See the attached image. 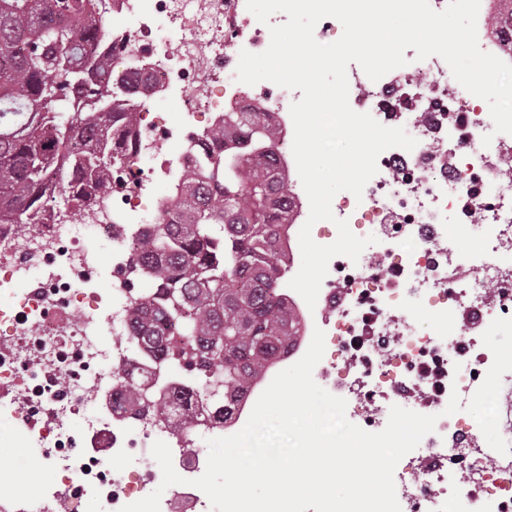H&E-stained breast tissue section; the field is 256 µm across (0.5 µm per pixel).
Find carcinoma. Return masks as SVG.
<instances>
[{"mask_svg":"<svg viewBox=\"0 0 512 512\" xmlns=\"http://www.w3.org/2000/svg\"><path fill=\"white\" fill-rule=\"evenodd\" d=\"M101 0H0V224H39L62 197L80 211L108 189L124 162L136 113L113 112L122 99L104 52ZM250 143L247 154L203 155L181 172L171 220L140 238L124 322L133 354L154 352L189 376L216 417L293 335L295 325L274 288L284 264L276 252L272 170L277 131L259 113L232 112L212 131ZM84 186L76 195L72 189ZM128 405L168 419L183 417L157 382L114 368Z\"/></svg>","mask_w":512,"mask_h":512,"instance_id":"carcinoma-1","label":"carcinoma"}]
</instances>
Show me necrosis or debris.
<instances>
[{"instance_id":"4bbe7bcc","label":"necrosis or debris","mask_w":512,"mask_h":512,"mask_svg":"<svg viewBox=\"0 0 512 512\" xmlns=\"http://www.w3.org/2000/svg\"><path fill=\"white\" fill-rule=\"evenodd\" d=\"M106 11L127 21L106 44L112 80L138 114L131 151L81 223L56 207L44 224L0 225V421L57 474L53 487L29 494L17 471L0 468V512H82L88 503L119 512L161 483L148 460L158 440L185 478L160 512H212L192 484L206 470L209 440L245 426L279 366L298 362L318 329L325 352L313 379L345 399L351 423L382 431L394 405L437 418L396 467L401 512H512V455L482 447L464 409L493 363L479 336L494 319L512 318V134L495 132L488 103L464 90L444 59L419 61L411 48L406 65L378 81L359 66L347 70L354 111L404 128L417 144L383 151L362 196L339 195L334 216L376 242L358 260L330 261L312 307L289 286L310 203L293 154L276 152L291 202L278 229L287 266L276 285L300 331L235 402L229 422H212L201 402L200 424L186 435L116 407L112 369L127 346L109 334L126 319L141 234L167 220L153 176L178 179L207 152L202 114L213 125L228 112H261L293 137L290 106L302 93L276 85L249 92L236 78L241 51H265L283 13L253 21L246 0H106ZM510 13L512 0H480L477 35L483 51L512 64V45L494 24ZM190 85L200 94L179 122L144 106L152 92ZM175 141L183 152L174 167L167 148ZM91 234L108 255L88 245ZM105 270L108 294L98 288ZM454 393L462 408L449 415Z\"/></svg>"}]
</instances>
